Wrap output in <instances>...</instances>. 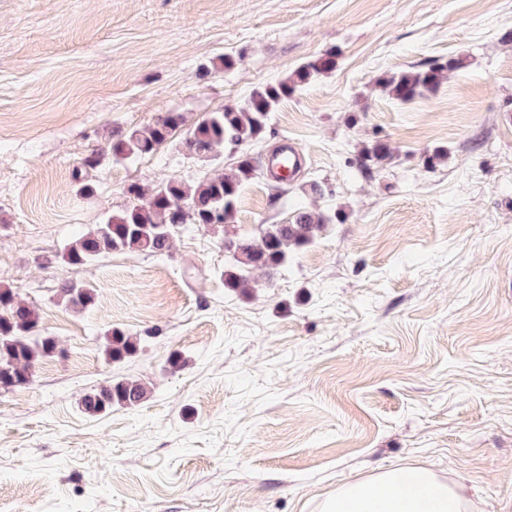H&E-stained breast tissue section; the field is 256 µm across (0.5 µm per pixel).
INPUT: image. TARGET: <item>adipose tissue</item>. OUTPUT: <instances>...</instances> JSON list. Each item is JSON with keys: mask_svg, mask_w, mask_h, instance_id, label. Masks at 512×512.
Returning a JSON list of instances; mask_svg holds the SVG:
<instances>
[{"mask_svg": "<svg viewBox=\"0 0 512 512\" xmlns=\"http://www.w3.org/2000/svg\"><path fill=\"white\" fill-rule=\"evenodd\" d=\"M320 512H470L456 484L429 469L381 470L326 497Z\"/></svg>", "mask_w": 512, "mask_h": 512, "instance_id": "ef3b65f1", "label": "adipose tissue"}]
</instances>
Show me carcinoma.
Segmentation results:
<instances>
[{
  "label": "carcinoma",
  "instance_id": "1",
  "mask_svg": "<svg viewBox=\"0 0 512 512\" xmlns=\"http://www.w3.org/2000/svg\"><path fill=\"white\" fill-rule=\"evenodd\" d=\"M338 52L327 51L299 66L285 80L259 85L240 103H227L211 112L180 141L182 154L198 159H217L226 151H237V161L224 173L201 176L194 181L170 178L150 187L135 181L125 188L131 204L106 222L81 234L63 254L65 263L83 266L113 252H139L163 258L169 256L174 237L199 229L223 233L224 241L240 245L227 252L228 265L221 276L224 287L248 294L253 288L250 272L270 273L288 266L293 254L313 243L325 225L336 215L314 214L304 209L290 224H261L256 232L230 234L227 226L235 223L236 205L244 187L260 175L262 164L246 147L264 140L276 106L315 77L336 68ZM464 66V60H434L410 70L379 79L383 90L402 103L434 93L448 73ZM183 124L180 114L161 113L152 124L119 135L108 143L115 161L153 154ZM393 151L384 142L364 146L356 162L361 174L374 171L392 160ZM57 298L68 307L85 312L94 309L98 293L94 288L63 280L56 289ZM141 337L121 328L105 335L104 354L111 363H121L139 349ZM59 347L52 336L44 335L37 309L16 297L13 289L0 287V384L19 381L25 369H37L44 361L57 357ZM147 396L146 386L138 380L116 377L93 389L80 400V410L98 416L114 406L134 407Z\"/></svg>",
  "mask_w": 512,
  "mask_h": 512
}]
</instances>
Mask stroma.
I'll return each instance as SVG.
<instances>
[{"instance_id": "35a3bbf8", "label": "stroma", "mask_w": 512, "mask_h": 512, "mask_svg": "<svg viewBox=\"0 0 512 512\" xmlns=\"http://www.w3.org/2000/svg\"><path fill=\"white\" fill-rule=\"evenodd\" d=\"M331 49L335 70L283 99L255 147L298 145L324 196L282 203L259 178L237 202L240 231L339 212L285 270L228 290L204 229L164 259L64 262L130 182L230 166L183 156L188 125ZM459 57L409 104L377 84ZM164 112L186 125L156 153L77 177L110 134ZM376 141L394 157L366 179L356 158ZM63 279L96 307L59 302ZM1 284L65 355L0 393V512H320L382 467L512 512V0H0ZM114 327L142 339L120 364L102 347ZM121 376L148 386L139 405L80 411ZM57 298L68 307L85 312L94 309L98 301L95 288L78 285L70 280H62L56 289Z\"/></svg>"}]
</instances>
